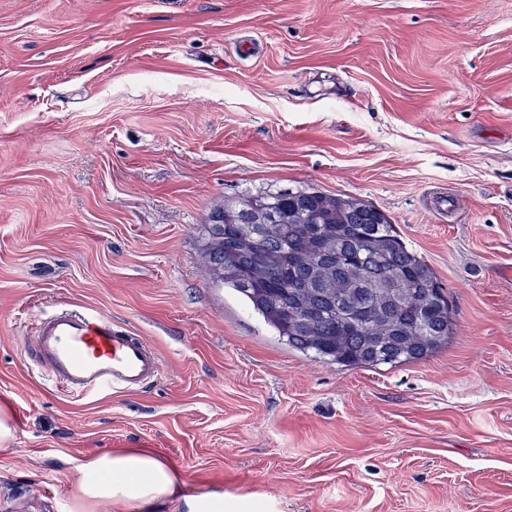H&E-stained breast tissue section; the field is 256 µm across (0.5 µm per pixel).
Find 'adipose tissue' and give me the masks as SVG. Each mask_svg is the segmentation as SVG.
<instances>
[{
	"label": "adipose tissue",
	"mask_w": 512,
	"mask_h": 512,
	"mask_svg": "<svg viewBox=\"0 0 512 512\" xmlns=\"http://www.w3.org/2000/svg\"><path fill=\"white\" fill-rule=\"evenodd\" d=\"M83 512H228L223 492L188 489L171 463L147 448L107 451L78 468Z\"/></svg>",
	"instance_id": "ef3b65f1"
}]
</instances>
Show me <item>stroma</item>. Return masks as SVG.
Listing matches in <instances>:
<instances>
[{
    "instance_id": "stroma-1",
    "label": "stroma",
    "mask_w": 512,
    "mask_h": 512,
    "mask_svg": "<svg viewBox=\"0 0 512 512\" xmlns=\"http://www.w3.org/2000/svg\"><path fill=\"white\" fill-rule=\"evenodd\" d=\"M312 188L425 259L447 348L326 364L213 282L214 208ZM64 305L161 377L57 390L26 342ZM0 408V512L129 448L262 512H512V0H0Z\"/></svg>"
}]
</instances>
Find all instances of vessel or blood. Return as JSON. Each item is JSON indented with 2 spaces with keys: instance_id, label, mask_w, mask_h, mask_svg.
Returning <instances> with one entry per match:
<instances>
[{
  "instance_id": "b4317fda",
  "label": "vessel or blood",
  "mask_w": 512,
  "mask_h": 512,
  "mask_svg": "<svg viewBox=\"0 0 512 512\" xmlns=\"http://www.w3.org/2000/svg\"><path fill=\"white\" fill-rule=\"evenodd\" d=\"M29 350L49 381L73 397L135 391L163 372L161 356L146 338L109 315L75 308L40 320Z\"/></svg>"
}]
</instances>
